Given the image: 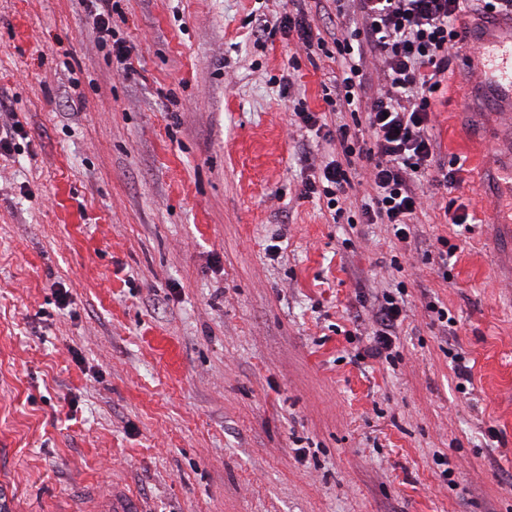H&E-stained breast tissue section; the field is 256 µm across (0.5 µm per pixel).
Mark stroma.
<instances>
[{
    "mask_svg": "<svg viewBox=\"0 0 512 512\" xmlns=\"http://www.w3.org/2000/svg\"><path fill=\"white\" fill-rule=\"evenodd\" d=\"M283 6L120 0L126 72L82 0H0L20 123L0 150V512H101L118 490L140 512H512V228L482 188L512 122L472 139L480 78L453 58L431 134L465 159L455 185L402 243L347 222L362 160L332 219L300 194L328 146L274 80L326 112L338 64L276 29L254 47L252 11ZM442 238L446 268L424 257ZM399 285L393 361L360 358Z\"/></svg>",
    "mask_w": 512,
    "mask_h": 512,
    "instance_id": "obj_1",
    "label": "stroma"
}]
</instances>
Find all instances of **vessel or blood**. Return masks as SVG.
<instances>
[{"mask_svg":"<svg viewBox=\"0 0 512 512\" xmlns=\"http://www.w3.org/2000/svg\"><path fill=\"white\" fill-rule=\"evenodd\" d=\"M467 61L479 73L488 93L500 103L512 105V17L482 32ZM498 205L492 213L497 224L512 223V162L498 167Z\"/></svg>","mask_w":512,"mask_h":512,"instance_id":"vessel-or-blood-1","label":"vessel or blood"}]
</instances>
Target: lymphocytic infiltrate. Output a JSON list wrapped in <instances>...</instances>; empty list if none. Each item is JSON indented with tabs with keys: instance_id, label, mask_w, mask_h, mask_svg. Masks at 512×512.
Listing matches in <instances>:
<instances>
[{
	"instance_id": "f902f5d3",
	"label": "lymphocytic infiltrate",
	"mask_w": 512,
	"mask_h": 512,
	"mask_svg": "<svg viewBox=\"0 0 512 512\" xmlns=\"http://www.w3.org/2000/svg\"><path fill=\"white\" fill-rule=\"evenodd\" d=\"M360 24L334 37L340 70L334 75V103L339 108L363 111L361 128L328 126L325 114L310 111L305 99L292 102L295 125L323 133L334 150L325 161L311 163L302 185L306 198L326 201L342 215V201L350 185L354 158L370 164L372 195L360 209L364 224L391 225L398 241H408L411 226L424 205V180L436 185L453 183L459 157L441 163L431 134L432 96L448 71V61L464 42L456 26L470 0H355ZM279 29L292 33L314 54L327 42L304 11L282 14ZM382 65L383 83L371 100H364L370 61ZM378 328L365 357L389 355L394 333L404 319L395 294L384 295L377 306Z\"/></svg>"
}]
</instances>
